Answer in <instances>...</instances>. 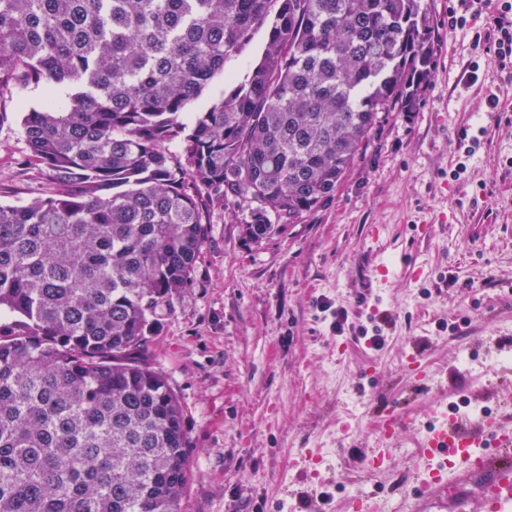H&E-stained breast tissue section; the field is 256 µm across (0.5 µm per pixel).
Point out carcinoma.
<instances>
[{"label": "carcinoma", "mask_w": 512, "mask_h": 512, "mask_svg": "<svg viewBox=\"0 0 512 512\" xmlns=\"http://www.w3.org/2000/svg\"><path fill=\"white\" fill-rule=\"evenodd\" d=\"M435 65L424 0H0V97L52 86L22 125L55 185L0 204V512H180L183 409L148 336L191 283L203 194L256 241L294 223ZM265 39L266 32L265 29L262 28L255 33L252 42L246 49L238 57L231 59L227 63V68L237 72L241 76L244 75V73L257 62ZM224 92V78L218 77L213 80L210 86L193 103L190 109L184 114L183 122L189 125L193 118V112H203L209 108Z\"/></svg>", "instance_id": "obj_1"}]
</instances>
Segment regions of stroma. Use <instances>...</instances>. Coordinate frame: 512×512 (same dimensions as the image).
<instances>
[{"mask_svg":"<svg viewBox=\"0 0 512 512\" xmlns=\"http://www.w3.org/2000/svg\"><path fill=\"white\" fill-rule=\"evenodd\" d=\"M427 2L437 63L421 108L382 116L330 201L257 242L245 213L204 200L192 282L148 339L190 442L181 512H346L357 493L416 485V429L387 472L365 469L387 408L512 418V125L496 123L512 118V72L488 49L489 10ZM46 93L0 100L1 203L53 188L21 123Z\"/></svg>","mask_w":512,"mask_h":512,"instance_id":"obj_1","label":"stroma"}]
</instances>
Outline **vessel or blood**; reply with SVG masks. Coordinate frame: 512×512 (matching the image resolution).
<instances>
[{
    "label": "vessel or blood",
    "mask_w": 512,
    "mask_h": 512,
    "mask_svg": "<svg viewBox=\"0 0 512 512\" xmlns=\"http://www.w3.org/2000/svg\"><path fill=\"white\" fill-rule=\"evenodd\" d=\"M485 437L492 439L494 452H481ZM418 448V485L404 512H464L474 498L481 512H512L511 424H473L440 412Z\"/></svg>",
    "instance_id": "obj_1"
}]
</instances>
